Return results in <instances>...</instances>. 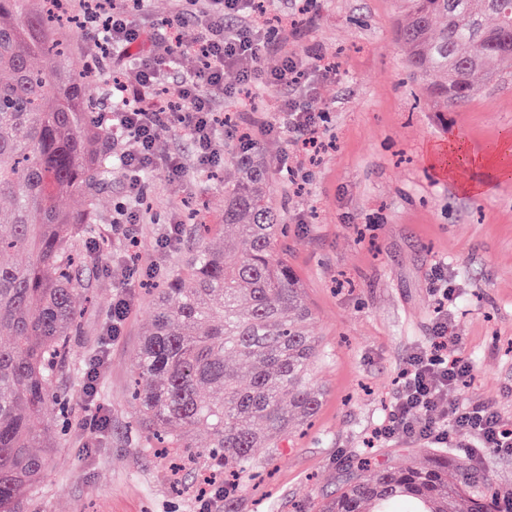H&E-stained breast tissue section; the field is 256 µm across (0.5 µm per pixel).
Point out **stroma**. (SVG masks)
<instances>
[{
	"instance_id": "obj_1",
	"label": "stroma",
	"mask_w": 512,
	"mask_h": 512,
	"mask_svg": "<svg viewBox=\"0 0 512 512\" xmlns=\"http://www.w3.org/2000/svg\"><path fill=\"white\" fill-rule=\"evenodd\" d=\"M302 5L276 0L274 8L301 27L289 51L323 54L336 68L309 101L324 114L326 148L300 186L270 163L273 149L292 150L289 134L261 144L260 156L271 200L288 226V262L312 313L310 331L327 353L311 371L322 404L311 425L279 447L255 449L256 480L232 504L214 498L211 512H317L367 451L383 466L422 464L435 455L452 465L464 460L479 475L481 493H512V451L471 455L374 437L401 373L430 343L435 267L454 290L451 331L473 368L448 401L489 406L512 426V178L498 180L493 169L477 167L448 178L435 155L454 138L480 155L512 137V72L440 112L411 78L396 40L402 0H315L309 15ZM226 109L224 160L204 171L181 126L158 128L161 148L182 156L186 168L175 186L159 169L147 177L143 207L152 220L134 225V248L112 235L113 208L127 195L124 172L115 171L102 190V237L86 247L98 259L82 273L81 332L55 382L56 391L72 397L71 425L52 451L53 469L17 512H200L199 497L174 494L165 459L145 449L129 387L153 318L149 288L177 269L189 246L172 221H224V182L235 175L243 107L232 102ZM490 178L493 194L469 192V184ZM166 235L172 242L164 248ZM119 293L130 310L116 333L111 314ZM95 413L105 424L93 431L87 421Z\"/></svg>"
}]
</instances>
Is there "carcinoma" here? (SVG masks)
Returning <instances> with one entry per match:
<instances>
[{"label": "carcinoma", "instance_id": "cac0c4a2", "mask_svg": "<svg viewBox=\"0 0 512 512\" xmlns=\"http://www.w3.org/2000/svg\"><path fill=\"white\" fill-rule=\"evenodd\" d=\"M0 0V512L46 475L57 432L36 423L47 400L69 425L70 398L53 391L72 337L81 288L75 247L101 221L98 195L112 177L118 133L84 92L97 73L57 37L60 0ZM396 36L410 74L441 112L471 100L488 66L512 68V0H404ZM224 186V223L201 224L184 263L156 290L153 322L136 355L133 400L140 426L166 447L209 446L193 460L224 473V497L251 472L256 448L309 424L323 393L311 366L324 356L281 239L258 153L237 158ZM78 193L83 206L57 198ZM224 238L223 246L212 239ZM239 253L224 261L226 245ZM27 251L25 267L4 256ZM474 471L438 456L424 466H350L319 512H456ZM509 498L479 495L471 512H503Z\"/></svg>", "mask_w": 512, "mask_h": 512}]
</instances>
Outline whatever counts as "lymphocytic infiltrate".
Masks as SVG:
<instances>
[{"instance_id": "lymphocytic-infiltrate-1", "label": "lymphocytic infiltrate", "mask_w": 512, "mask_h": 512, "mask_svg": "<svg viewBox=\"0 0 512 512\" xmlns=\"http://www.w3.org/2000/svg\"><path fill=\"white\" fill-rule=\"evenodd\" d=\"M79 6L87 22L97 26L95 48L112 57V125L125 133L116 159L128 178V204L121 221L114 224L115 233L127 234L129 225L143 218L139 203L144 173L160 168L173 182L182 176L183 158L163 152L156 141V129L166 119L182 125L195 146L198 166L205 169L224 158L218 114L225 102L238 100L244 90L254 95L270 87H288L292 93L278 101L275 118L245 116L241 147L250 148L255 135L275 140L284 132L292 133L297 152L318 144L322 114L304 99L311 92V76L329 79L336 71L320 59L288 54L285 37L297 35V27L283 17L270 22L258 0H174L176 13L192 18L187 27L133 23L132 12L148 14V0H111L106 6L101 0H80ZM228 67L236 69L238 87L225 86ZM174 76L179 79L178 100L172 103L161 93ZM437 294L431 342L403 373L388 421L378 435L511 450L512 431L485 407L458 403L442 418L434 416L472 372L457 353L448 322V291L441 288Z\"/></svg>"}]
</instances>
